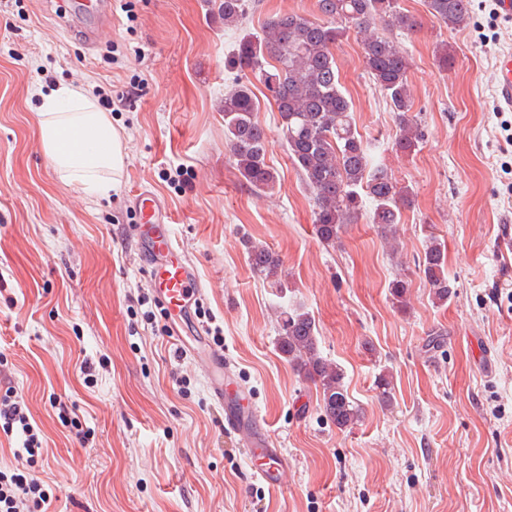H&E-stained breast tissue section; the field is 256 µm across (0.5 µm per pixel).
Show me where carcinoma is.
<instances>
[{
    "label": "carcinoma",
    "mask_w": 512,
    "mask_h": 512,
    "mask_svg": "<svg viewBox=\"0 0 512 512\" xmlns=\"http://www.w3.org/2000/svg\"><path fill=\"white\" fill-rule=\"evenodd\" d=\"M428 12L450 29L469 19L470 0H426ZM246 0H221L224 25L235 26L245 15ZM319 19L297 12L269 19L261 32L243 34L227 67L238 72L224 95V141L234 168L257 192L278 182L268 163L269 133L256 120L257 101L249 75L260 77L267 98L280 117L288 157L311 194L317 236L333 246L347 224L357 221L363 199L371 202L370 223L390 239L412 205L409 187L393 179L387 167L374 163L368 143L359 133L351 102L341 89L335 50L350 33L360 37L364 63L384 93L398 131L396 148L416 151L425 133L412 115L408 74L411 59L400 43L376 32L384 23L405 34L420 23L401 7L400 0H317ZM250 267L279 283L281 260L266 246H247ZM434 298L453 294L445 271V253L430 236L418 259ZM280 352L293 368L319 390L320 408L337 429L352 428L359 408L348 397L342 369L318 352L317 326L306 311L287 312L278 341Z\"/></svg>",
    "instance_id": "obj_1"
}]
</instances>
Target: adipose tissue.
Instances as JSON below:
<instances>
[{
  "label": "adipose tissue",
  "instance_id": "obj_1",
  "mask_svg": "<svg viewBox=\"0 0 512 512\" xmlns=\"http://www.w3.org/2000/svg\"><path fill=\"white\" fill-rule=\"evenodd\" d=\"M37 125L63 183L91 196L111 190L110 175L124 164V144L91 88L61 85L41 95Z\"/></svg>",
  "mask_w": 512,
  "mask_h": 512
}]
</instances>
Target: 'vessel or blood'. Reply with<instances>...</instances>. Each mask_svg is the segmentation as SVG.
Listing matches in <instances>:
<instances>
[{
    "mask_svg": "<svg viewBox=\"0 0 512 512\" xmlns=\"http://www.w3.org/2000/svg\"><path fill=\"white\" fill-rule=\"evenodd\" d=\"M495 95L500 105L512 109V53L499 56ZM134 207L140 216L139 236L146 251L147 273L156 287L162 301L183 316H191L199 302L203 288L193 267L184 260L167 259V252L173 251L172 232L161 218L157 199L140 192L134 196ZM210 363L214 370L211 390L216 402L224 406V427L237 436L254 452L265 454L268 462L260 469L261 480L269 486L280 485L286 462L279 449L271 445L264 422L255 410L241 411L224 400V356L211 352Z\"/></svg>",
    "mask_w": 512,
    "mask_h": 512,
    "instance_id": "vessel-or-blood-1",
    "label": "vessel or blood"
}]
</instances>
